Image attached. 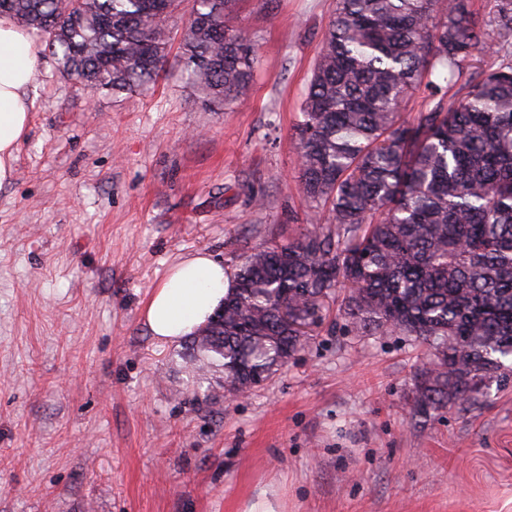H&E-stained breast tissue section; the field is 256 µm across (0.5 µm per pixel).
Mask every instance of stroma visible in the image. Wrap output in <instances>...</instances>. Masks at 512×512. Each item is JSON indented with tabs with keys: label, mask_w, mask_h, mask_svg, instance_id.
<instances>
[{
	"label": "stroma",
	"mask_w": 512,
	"mask_h": 512,
	"mask_svg": "<svg viewBox=\"0 0 512 512\" xmlns=\"http://www.w3.org/2000/svg\"><path fill=\"white\" fill-rule=\"evenodd\" d=\"M335 0H240L260 58L213 110L172 77L112 99L41 54L0 186V512H512V380L423 425L426 348L358 336L337 307L240 397L180 366L143 313L200 250L234 271L297 236L296 121Z\"/></svg>",
	"instance_id": "stroma-1"
}]
</instances>
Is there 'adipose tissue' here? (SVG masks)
<instances>
[{
  "label": "adipose tissue",
  "instance_id": "1",
  "mask_svg": "<svg viewBox=\"0 0 512 512\" xmlns=\"http://www.w3.org/2000/svg\"><path fill=\"white\" fill-rule=\"evenodd\" d=\"M40 46L15 19L0 15V185L29 129ZM230 280L219 261L199 251L177 262L154 288L144 320L156 339L172 343L203 326L224 301Z\"/></svg>",
  "mask_w": 512,
  "mask_h": 512
}]
</instances>
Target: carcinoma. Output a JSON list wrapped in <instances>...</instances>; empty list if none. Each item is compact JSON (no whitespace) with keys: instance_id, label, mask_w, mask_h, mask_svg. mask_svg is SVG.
<instances>
[{"instance_id":"obj_1","label":"carcinoma","mask_w":512,"mask_h":512,"mask_svg":"<svg viewBox=\"0 0 512 512\" xmlns=\"http://www.w3.org/2000/svg\"><path fill=\"white\" fill-rule=\"evenodd\" d=\"M493 22L506 58L466 74L489 32L470 0H337L293 126L311 227L246 254L222 314L185 344L202 374L244 393L307 345L297 321L428 346L413 413L475 405L512 372V0ZM238 0H9L59 73L118 98L167 72L169 20L188 13L178 66L206 101L240 103L258 63L227 24ZM79 15L82 21L73 22ZM427 92L426 108L404 104ZM288 307V322L281 317Z\"/></svg>"}]
</instances>
